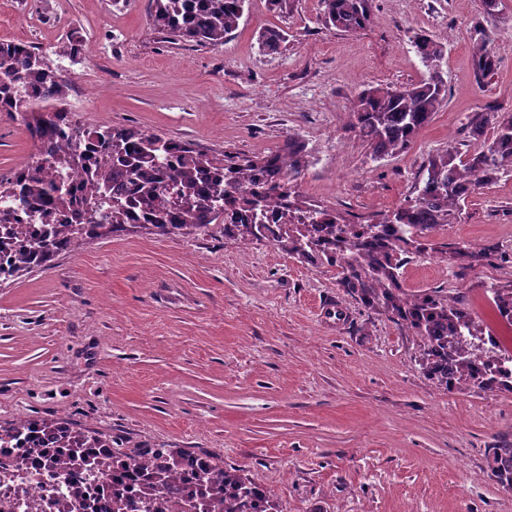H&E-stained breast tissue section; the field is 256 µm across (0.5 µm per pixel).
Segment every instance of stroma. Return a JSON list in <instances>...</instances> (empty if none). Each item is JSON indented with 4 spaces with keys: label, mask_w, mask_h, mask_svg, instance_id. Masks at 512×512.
<instances>
[{
    "label": "stroma",
    "mask_w": 512,
    "mask_h": 512,
    "mask_svg": "<svg viewBox=\"0 0 512 512\" xmlns=\"http://www.w3.org/2000/svg\"><path fill=\"white\" fill-rule=\"evenodd\" d=\"M373 0L356 35L327 27L320 0L293 13L250 0L220 45L171 42L149 0H0V39L49 54L69 84L72 119L155 132L221 153L263 156L288 136L309 164L299 188L351 219L412 197L431 154L473 149L466 124L487 104L512 113V0ZM497 34L493 76L477 81L475 23ZM287 40L269 54L260 29ZM447 45L448 96L405 151L381 159L349 128L367 86H404L426 69L411 41ZM80 36L70 58L57 47ZM34 152L0 113V174ZM438 251L402 274L410 291L447 289L482 331L512 286V173L470 195ZM314 266L224 227L158 235L137 228L82 238L49 265L0 284V423L22 415L82 425L117 448H181L242 470L279 512H512L488 451L512 445V393L438 389L424 343L364 307Z\"/></svg>",
    "instance_id": "1"
}]
</instances>
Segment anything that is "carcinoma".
Wrapping results in <instances>:
<instances>
[{
	"label": "carcinoma",
	"mask_w": 512,
	"mask_h": 512,
	"mask_svg": "<svg viewBox=\"0 0 512 512\" xmlns=\"http://www.w3.org/2000/svg\"><path fill=\"white\" fill-rule=\"evenodd\" d=\"M247 0H151L149 21L166 38L197 45H218L236 31ZM373 0H321L324 22L357 33L372 22ZM496 33L474 27L472 63L477 77L498 65ZM285 32L265 28L259 45L277 52ZM413 44L422 62L440 61L444 42L424 31ZM448 86L440 69L406 87L371 85L354 98L350 129L375 158L407 149L442 108ZM34 146V160L0 179V201L13 209L0 224H20L29 214L37 229L7 233L0 251L16 252L5 282L47 265L76 239L101 238L129 227L159 235L197 229L218 220L224 237L238 245L268 241L297 258L338 270V286L368 308H381L424 340L423 373L437 388L451 392L479 383L487 391L512 392L509 337L483 335L464 300L444 288L410 294L400 270L411 256L437 248L441 227L457 221L476 189L512 172V113L487 107L468 121L480 147L458 157L449 150L427 158L415 184L416 196L392 212L355 224L302 194L298 179L308 165L306 145L290 135L284 146L263 157L233 151L208 153L188 144L136 128L99 125L74 136L67 108V83L36 47L0 40V112L19 115ZM492 137H487V132ZM81 169L82 182L62 173ZM279 209H267L270 201ZM492 304L512 330V288L492 289ZM44 434L51 447L35 452L43 469L75 468L88 478L112 475V512H277L270 493L238 469H226L206 455L179 448H140L120 453L102 434L67 422L18 417L0 424V439ZM492 476L512 489V447L492 449ZM84 492L72 489L60 512H84Z\"/></svg>",
	"instance_id": "carcinoma-1"
}]
</instances>
